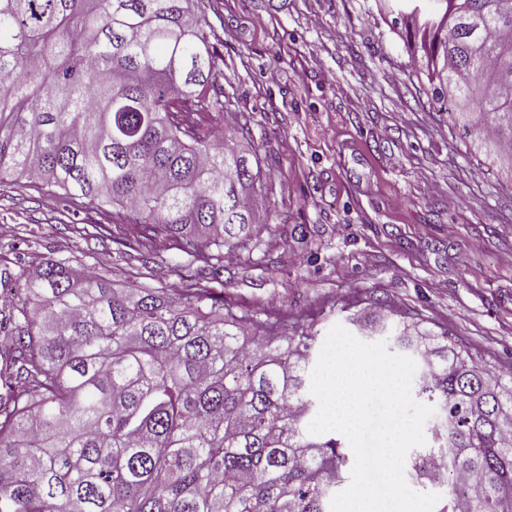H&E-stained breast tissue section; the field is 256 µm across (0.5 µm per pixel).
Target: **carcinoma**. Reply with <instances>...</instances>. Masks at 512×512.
<instances>
[{"instance_id": "1", "label": "carcinoma", "mask_w": 512, "mask_h": 512, "mask_svg": "<svg viewBox=\"0 0 512 512\" xmlns=\"http://www.w3.org/2000/svg\"><path fill=\"white\" fill-rule=\"evenodd\" d=\"M448 121L512 183V0H388ZM206 0H0V175L117 207L140 255L166 239L224 271L257 219L260 171L215 132L224 63ZM0 317V512H330L348 454L311 434L315 337L198 280L116 289L46 257ZM436 407L409 478L438 512H512V374L410 326ZM461 475L471 491L455 483Z\"/></svg>"}]
</instances>
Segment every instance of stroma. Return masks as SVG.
Masks as SVG:
<instances>
[{
	"mask_svg": "<svg viewBox=\"0 0 512 512\" xmlns=\"http://www.w3.org/2000/svg\"><path fill=\"white\" fill-rule=\"evenodd\" d=\"M206 14L224 58L220 124L249 125L239 146L269 186L251 199L259 233L215 291L254 317L303 324L318 349L337 324L365 339L348 306L372 296L512 366V185L449 126L375 0H210ZM110 221L0 178V270L52 256L122 286L170 288L208 266L169 241L145 264L112 237L70 231Z\"/></svg>",
	"mask_w": 512,
	"mask_h": 512,
	"instance_id": "35a3bbf8",
	"label": "stroma"
}]
</instances>
